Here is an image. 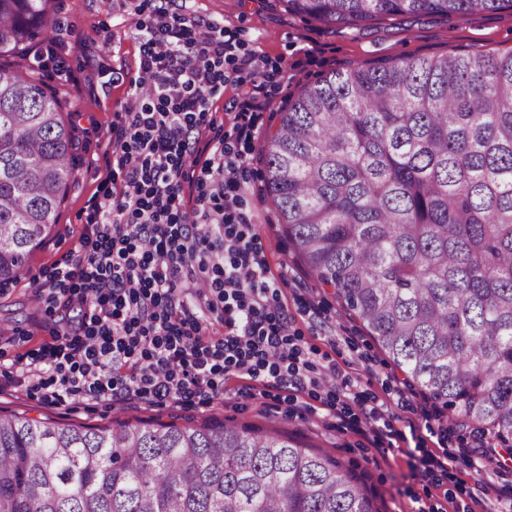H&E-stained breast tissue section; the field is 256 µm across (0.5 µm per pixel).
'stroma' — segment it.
<instances>
[{
  "label": "stroma",
  "mask_w": 512,
  "mask_h": 512,
  "mask_svg": "<svg viewBox=\"0 0 512 512\" xmlns=\"http://www.w3.org/2000/svg\"><path fill=\"white\" fill-rule=\"evenodd\" d=\"M160 7L171 14L205 18L242 51L262 59L263 92L270 106L261 115L254 140L245 147L248 161L241 176V210L253 223L270 277L281 283L279 298L291 317L289 335L304 352H315L317 360L337 362L343 376L365 396L391 404L402 399L416 407L425 403L331 289L321 287L300 264L276 206L265 194L261 148L280 122V107L321 74L381 59L512 48V24L506 13L482 12L462 21L402 15L366 27L340 28L290 14L279 0H58V56L43 58L37 47L28 60L69 110L77 135L75 175L53 232L30 254L21 277L0 288V415L49 418L93 429L139 420L183 426L226 422L265 434H285L302 446L327 451L363 477L386 512H418L422 507L429 512H467L477 504L484 512H497L500 502L512 494V460L500 467H475L471 430L456 427L436 410L430 423L417 415L410 422L397 423L401 439L379 455L354 429L358 406L335 410L324 391L292 400L286 391L268 387L250 398L247 381L235 379L213 400L178 404L86 398L51 405L27 393L18 360L39 354L51 342L52 331L61 326L59 310L34 302L32 286L48 280L57 265L75 257L93 204L113 189L107 179L112 165L108 132L140 92L135 26L152 21ZM243 93L242 87L225 84L213 105L215 125L204 131V139L233 138L234 105ZM420 442L430 451L454 458L441 485L411 475L405 451Z\"/></svg>",
  "instance_id": "stroma-1"
}]
</instances>
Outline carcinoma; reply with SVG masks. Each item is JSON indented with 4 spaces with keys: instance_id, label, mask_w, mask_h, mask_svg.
Listing matches in <instances>:
<instances>
[{
    "instance_id": "obj_1",
    "label": "carcinoma",
    "mask_w": 512,
    "mask_h": 512,
    "mask_svg": "<svg viewBox=\"0 0 512 512\" xmlns=\"http://www.w3.org/2000/svg\"><path fill=\"white\" fill-rule=\"evenodd\" d=\"M358 27L463 20L512 0H283ZM55 0H0V288L50 235L74 175L64 106L9 61ZM265 188L297 256L450 421L512 448V50L351 65L280 110ZM0 512H379L324 451L219 425L109 429L0 415Z\"/></svg>"
}]
</instances>
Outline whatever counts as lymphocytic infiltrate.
Returning <instances> with one entry per match:
<instances>
[{
	"label": "lymphocytic infiltrate",
	"mask_w": 512,
	"mask_h": 512,
	"mask_svg": "<svg viewBox=\"0 0 512 512\" xmlns=\"http://www.w3.org/2000/svg\"><path fill=\"white\" fill-rule=\"evenodd\" d=\"M138 36L140 82L153 94L129 103L111 131L121 190L88 214L75 262L37 289L47 303L79 304L81 317L27 363L28 391L60 404L209 399L232 378L310 395L329 388L342 407L359 405L375 449L384 450L399 413L341 380L336 362L317 363L294 344L278 284L239 209L240 146L268 106L255 80L259 57L204 19L163 11ZM229 81L246 88L236 135L188 174L185 158ZM190 176L201 202L191 216L181 209ZM188 288L192 307L183 301ZM200 307L223 322L222 337L205 340Z\"/></svg>",
	"instance_id": "f902f5d3"
}]
</instances>
